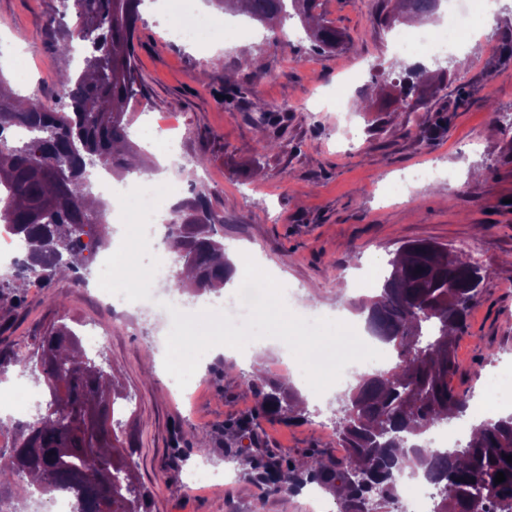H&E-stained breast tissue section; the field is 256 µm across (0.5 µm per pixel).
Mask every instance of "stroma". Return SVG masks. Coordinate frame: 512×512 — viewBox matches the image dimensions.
Listing matches in <instances>:
<instances>
[{"label":"stroma","mask_w":512,"mask_h":512,"mask_svg":"<svg viewBox=\"0 0 512 512\" xmlns=\"http://www.w3.org/2000/svg\"><path fill=\"white\" fill-rule=\"evenodd\" d=\"M316 12L345 45L316 49L294 19L283 55L251 20L243 34H228L214 61L171 39L167 23L142 10L135 64L144 95L127 107L130 137L145 145L152 118L175 114L182 165L173 178L182 199L205 192L224 218L227 257L237 264L257 254L297 289L296 306L353 311V270L387 263L404 242L431 240L469 256L485 279L457 342L453 382L479 397L491 377L512 371V59L503 52L512 41V0H499L490 25L473 35L452 84L410 112L401 109L402 75L391 64L416 62L393 48L411 22L386 21L377 0H318ZM76 18L60 0H0V74L13 78L11 54L21 49L40 98L60 104V71L89 53L88 43L71 38ZM67 42L76 51L68 59L57 51ZM233 80L251 84L252 95L226 94ZM258 104L284 119L278 148L266 146ZM200 156L205 166H196ZM435 163L439 177L412 191L401 182L406 171ZM87 282L0 284V383L33 393L11 423L46 411L48 390L33 379L42 336L62 322L78 332L92 326L93 358L124 395L115 406V445L131 452L157 512H254L259 503L265 512H306L303 493L270 492L243 451L267 448L284 463L309 452L337 458L329 425L336 398L309 404L300 421L256 418L254 392L242 383L248 367L207 351L181 356L182 337L169 320L102 308L95 276ZM250 418L255 428L236 430ZM202 441L209 455L198 453ZM201 466L234 479L187 487L188 473Z\"/></svg>","instance_id":"1"}]
</instances>
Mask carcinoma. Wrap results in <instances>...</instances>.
Masks as SVG:
<instances>
[{
  "mask_svg": "<svg viewBox=\"0 0 512 512\" xmlns=\"http://www.w3.org/2000/svg\"><path fill=\"white\" fill-rule=\"evenodd\" d=\"M273 29L295 17L311 25L321 49L336 46V29L316 19L317 0H208ZM397 16L422 24L440 0H395ZM142 0H78L75 34L90 43L91 56L77 76L60 81L68 102L56 108L40 99L22 100L0 76V223L24 244V258L8 278L26 280L72 273L83 278L89 247L110 245L105 233L111 204L92 191L90 170L114 176L133 171L128 103L144 95L136 77L135 37ZM403 87L426 88L419 66L404 67ZM26 105H21V102ZM23 127L29 135L11 140ZM178 222L168 225L170 249L193 272L171 288L199 295L218 292L235 271L224 253L222 217L199 192L175 207ZM391 271L376 295L357 309L366 328L389 346L397 362L363 374L340 396L335 434L346 449L333 461L318 453L282 465L263 450L247 461L280 493L315 483L336 495L340 512H390L406 488L396 473L421 467L436 486L434 512H468L481 502L487 512H512V413L481 421L472 436L452 448H434L424 434L436 425L467 417L470 396L451 382L455 344L467 331L480 287H468L482 268L448 248L427 241L405 244L389 261ZM39 380L50 392L51 412L20 427L6 455L2 476H37L40 495L67 492L77 512H153V501L132 479L128 456L112 445L110 408L105 394L111 379L81 348L67 325L44 336ZM256 396L258 414L298 421L307 404L290 384L252 374L244 379ZM506 480L494 483L497 473Z\"/></svg>",
  "mask_w": 512,
  "mask_h": 512,
  "instance_id": "cac0c4a2",
  "label": "carcinoma"
}]
</instances>
